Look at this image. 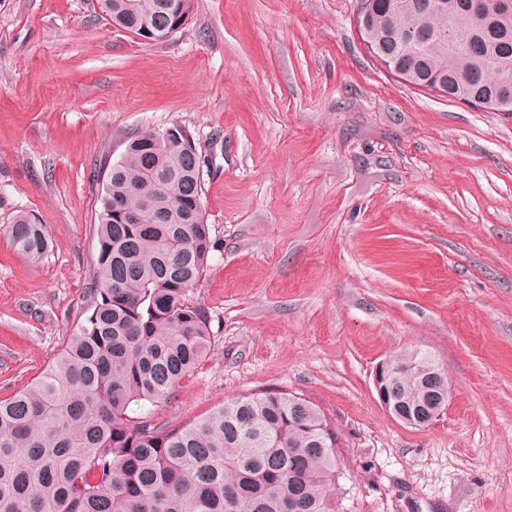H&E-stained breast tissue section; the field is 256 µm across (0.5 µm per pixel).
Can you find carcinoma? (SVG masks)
Returning <instances> with one entry per match:
<instances>
[{"instance_id": "1", "label": "carcinoma", "mask_w": 512, "mask_h": 512, "mask_svg": "<svg viewBox=\"0 0 512 512\" xmlns=\"http://www.w3.org/2000/svg\"><path fill=\"white\" fill-rule=\"evenodd\" d=\"M185 0H98L113 23L138 33L163 24ZM370 34L417 80L445 77L452 98L488 99L512 82V14L487 0L480 21L456 0H370ZM429 38L411 50L401 34ZM476 73L481 82L469 84ZM147 130L107 165L97 216L94 288L76 331L51 365L0 399V512H348L339 487L336 431L325 414L287 392L240 395L203 418L158 426L165 401L199 365L210 316L191 299L215 248L195 221L201 196L190 134L152 141ZM139 214L132 223L127 212ZM167 215L166 223L155 220ZM32 260L49 249L45 226L19 213L0 230ZM403 413L429 404L420 379L441 368L425 353L393 358Z\"/></svg>"}]
</instances>
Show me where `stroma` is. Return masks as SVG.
<instances>
[{
	"mask_svg": "<svg viewBox=\"0 0 512 512\" xmlns=\"http://www.w3.org/2000/svg\"><path fill=\"white\" fill-rule=\"evenodd\" d=\"M358 0H194L168 40L95 0H0V398L60 351L93 283L105 163L179 125L216 242L191 293L206 357L156 424L300 395L335 425L349 512H512V114L410 86L362 43ZM429 353L448 408L393 419L376 364ZM8 236L12 246L32 260H41L49 249V240L44 224L27 214L19 213L11 224H7L1 233ZM430 390L435 392L441 400L435 411L430 415V417H415L416 422L421 425H427L430 422L434 421L446 409L447 398L449 399L450 392L449 379L447 383V379L444 376H442L441 374H436L435 378L431 382Z\"/></svg>",
	"mask_w": 512,
	"mask_h": 512,
	"instance_id": "35a3bbf8",
	"label": "stroma"
}]
</instances>
